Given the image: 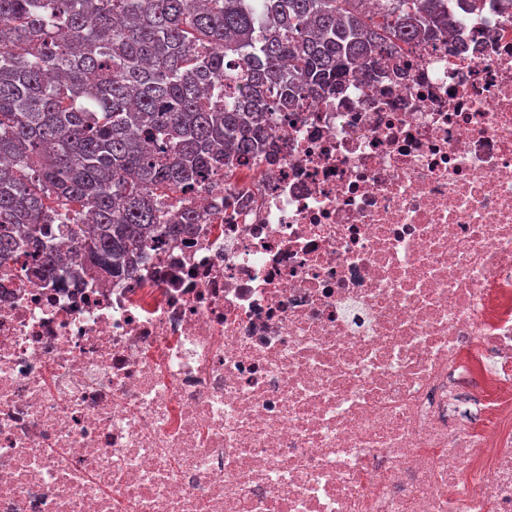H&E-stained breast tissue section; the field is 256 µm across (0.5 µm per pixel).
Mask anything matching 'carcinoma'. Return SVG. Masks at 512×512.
<instances>
[{
    "label": "carcinoma",
    "mask_w": 512,
    "mask_h": 512,
    "mask_svg": "<svg viewBox=\"0 0 512 512\" xmlns=\"http://www.w3.org/2000/svg\"><path fill=\"white\" fill-rule=\"evenodd\" d=\"M447 25L448 0H0V257L134 276L155 237L194 223H161L159 199L257 153L273 112Z\"/></svg>",
    "instance_id": "obj_1"
}]
</instances>
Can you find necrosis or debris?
Here are the masks:
<instances>
[{"label": "necrosis or debris", "mask_w": 512, "mask_h": 512, "mask_svg": "<svg viewBox=\"0 0 512 512\" xmlns=\"http://www.w3.org/2000/svg\"><path fill=\"white\" fill-rule=\"evenodd\" d=\"M400 62L135 277L0 262V512H512V0Z\"/></svg>", "instance_id": "1"}]
</instances>
